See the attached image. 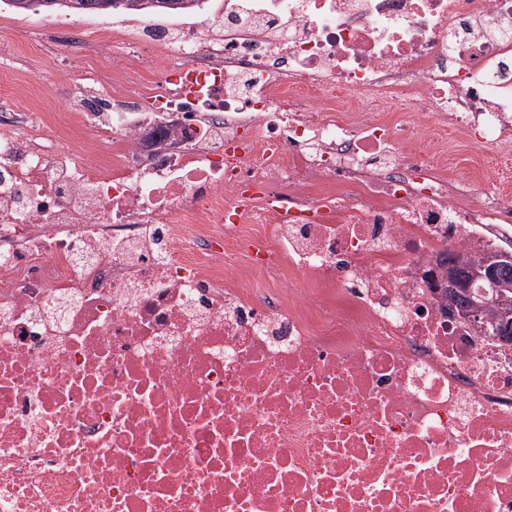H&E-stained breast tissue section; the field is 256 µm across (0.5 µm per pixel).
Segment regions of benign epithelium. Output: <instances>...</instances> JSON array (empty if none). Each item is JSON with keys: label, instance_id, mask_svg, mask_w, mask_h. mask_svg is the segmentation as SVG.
I'll list each match as a JSON object with an SVG mask.
<instances>
[{"label": "benign epithelium", "instance_id": "benign-epithelium-1", "mask_svg": "<svg viewBox=\"0 0 512 512\" xmlns=\"http://www.w3.org/2000/svg\"><path fill=\"white\" fill-rule=\"evenodd\" d=\"M466 278L453 276L443 282L448 289V304L457 320L472 326L473 334L492 340L504 348L512 347V278L502 274L499 267L469 264ZM465 295L468 302L457 305L456 297Z\"/></svg>", "mask_w": 512, "mask_h": 512}]
</instances>
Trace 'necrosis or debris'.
<instances>
[{"mask_svg": "<svg viewBox=\"0 0 512 512\" xmlns=\"http://www.w3.org/2000/svg\"><path fill=\"white\" fill-rule=\"evenodd\" d=\"M77 51L115 64L83 150L0 115V512H512V349L427 275L512 195L412 150L429 115L512 155V0H222Z\"/></svg>", "mask_w": 512, "mask_h": 512, "instance_id": "1", "label": "necrosis or debris"}]
</instances>
